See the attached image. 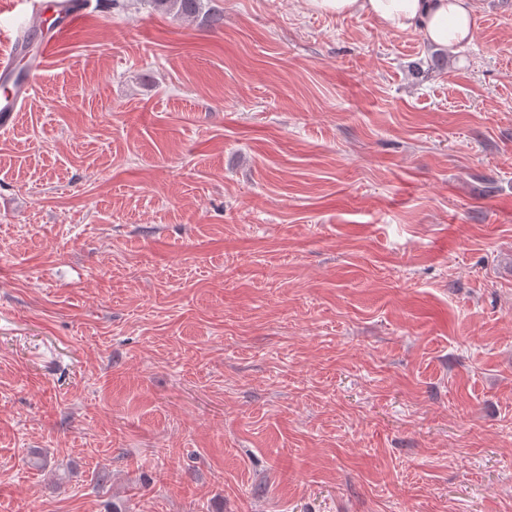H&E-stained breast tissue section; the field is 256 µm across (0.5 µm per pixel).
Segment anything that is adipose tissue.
<instances>
[{
  "label": "adipose tissue",
  "mask_w": 512,
  "mask_h": 512,
  "mask_svg": "<svg viewBox=\"0 0 512 512\" xmlns=\"http://www.w3.org/2000/svg\"><path fill=\"white\" fill-rule=\"evenodd\" d=\"M304 6L317 14L366 18L392 33L417 31L451 54L473 34V0H304Z\"/></svg>",
  "instance_id": "1"
}]
</instances>
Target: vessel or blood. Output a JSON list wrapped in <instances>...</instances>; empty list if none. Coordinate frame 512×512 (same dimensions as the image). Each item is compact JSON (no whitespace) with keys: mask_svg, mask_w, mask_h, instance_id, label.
<instances>
[{"mask_svg":"<svg viewBox=\"0 0 512 512\" xmlns=\"http://www.w3.org/2000/svg\"><path fill=\"white\" fill-rule=\"evenodd\" d=\"M17 12L20 22L7 55L0 57V83L10 91L0 99V130L10 128L14 113L23 111L34 92L36 78L48 65L55 48L87 22L85 0H0V13ZM27 69H20V61Z\"/></svg>","mask_w":512,"mask_h":512,"instance_id":"b4317fda","label":"vessel or blood"}]
</instances>
